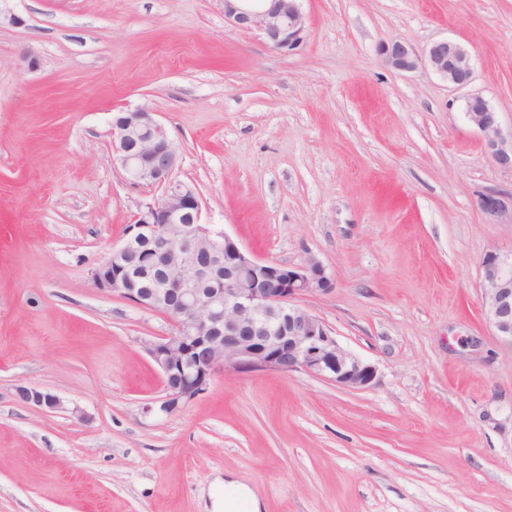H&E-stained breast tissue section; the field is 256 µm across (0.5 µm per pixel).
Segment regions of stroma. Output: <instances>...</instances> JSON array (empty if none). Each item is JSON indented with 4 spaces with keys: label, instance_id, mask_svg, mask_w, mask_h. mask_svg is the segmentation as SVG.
Segmentation results:
<instances>
[{
    "label": "stroma",
    "instance_id": "obj_1",
    "mask_svg": "<svg viewBox=\"0 0 512 512\" xmlns=\"http://www.w3.org/2000/svg\"><path fill=\"white\" fill-rule=\"evenodd\" d=\"M300 8L284 54L222 0H0V512H213L228 480L262 512H512V342L480 276L512 217L478 206L512 171L465 115L480 95L512 134V0ZM446 38L466 87L381 52ZM139 107L204 223L259 259L321 260L333 289L300 304L374 386L231 370L160 411L145 345L171 324L92 278L163 194L112 158L113 116ZM16 395L21 402L46 411L54 412L63 409L59 397L37 387L20 385L16 389Z\"/></svg>",
    "mask_w": 512,
    "mask_h": 512
}]
</instances>
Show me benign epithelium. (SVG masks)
Here are the masks:
<instances>
[{
  "mask_svg": "<svg viewBox=\"0 0 512 512\" xmlns=\"http://www.w3.org/2000/svg\"><path fill=\"white\" fill-rule=\"evenodd\" d=\"M299 0H224V20L259 32L282 53L298 49L307 32ZM396 70L423 64L458 87L472 75L470 51L452 40L432 43L419 56L394 43L383 49ZM468 121L484 137L496 164L512 169L497 112L479 95L466 98ZM112 156L134 183L157 185L163 195L145 204L126 239L93 272L105 295L127 300L172 321L174 332L147 344L163 382L160 409L171 413L202 394L229 369L287 376L303 372L349 391L371 388L377 367L343 347L330 328L297 304L327 293L331 279L316 255L297 265L260 260L221 230L202 222L196 188L176 181L178 154L168 134L145 107L112 122ZM512 196L486 193L485 218L508 210ZM483 315L494 333L512 338V254L488 253L481 265ZM18 399L54 412L56 395L20 385Z\"/></svg>",
  "mask_w": 512,
  "mask_h": 512,
  "instance_id": "1",
  "label": "benign epithelium"
}]
</instances>
